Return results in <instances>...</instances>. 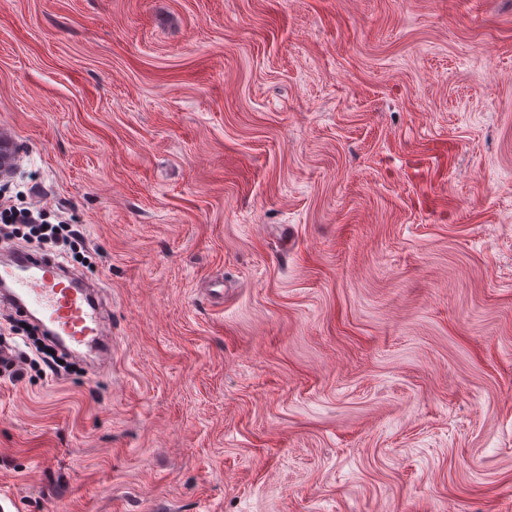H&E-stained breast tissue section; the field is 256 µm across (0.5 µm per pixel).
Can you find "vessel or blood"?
I'll return each instance as SVG.
<instances>
[{
    "label": "vessel or blood",
    "instance_id": "vessel-or-blood-1",
    "mask_svg": "<svg viewBox=\"0 0 512 512\" xmlns=\"http://www.w3.org/2000/svg\"><path fill=\"white\" fill-rule=\"evenodd\" d=\"M0 264V302L28 317L73 354L95 350L99 366L112 361V327L96 292L78 287L61 263L19 248Z\"/></svg>",
    "mask_w": 512,
    "mask_h": 512
}]
</instances>
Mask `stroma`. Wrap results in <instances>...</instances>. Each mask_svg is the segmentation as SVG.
<instances>
[{
	"instance_id": "35a3bbf8",
	"label": "stroma",
	"mask_w": 512,
	"mask_h": 512,
	"mask_svg": "<svg viewBox=\"0 0 512 512\" xmlns=\"http://www.w3.org/2000/svg\"><path fill=\"white\" fill-rule=\"evenodd\" d=\"M2 128L113 346L10 512H512V0H0Z\"/></svg>"
}]
</instances>
